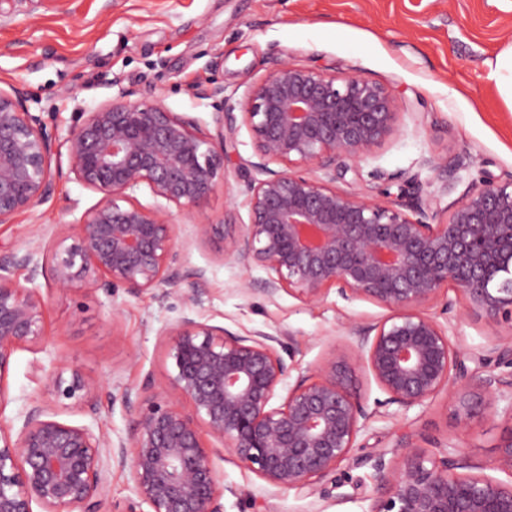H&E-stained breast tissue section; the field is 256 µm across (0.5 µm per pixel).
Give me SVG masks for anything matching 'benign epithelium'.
Masks as SVG:
<instances>
[{
  "label": "benign epithelium",
  "mask_w": 512,
  "mask_h": 512,
  "mask_svg": "<svg viewBox=\"0 0 512 512\" xmlns=\"http://www.w3.org/2000/svg\"><path fill=\"white\" fill-rule=\"evenodd\" d=\"M204 96L213 100L212 130L156 102L129 100L121 88L80 114L67 150L76 180L100 199L79 222L58 225L49 238L37 232L23 252L0 258V408L9 402L14 353L44 346L46 300L35 281L47 273L55 288L86 293L121 288L138 297L168 285L174 291L158 298L174 292L196 306L206 270L187 268L185 250L217 240L223 258L266 270L262 291L271 297L292 291L315 303L334 287L390 315L371 326L344 323L353 352L324 357L276 407L289 377L282 337L240 336L182 317L161 330L171 339L168 397L150 394L149 377L123 394L128 439L115 442L37 402L17 428L0 419V512H102L108 459L132 484L123 512H222L224 493L248 497L224 487L215 463L222 448L269 487L321 499L331 498L341 463L368 464L367 512H512V480L486 474L512 477V429L482 464L454 446L427 454L421 443L429 438L417 430L389 450L352 457L369 418L358 387L363 371L405 412L446 389L462 428L479 407L497 413L499 398H509L504 414L512 418V373H468V352L429 313L451 283L468 312L512 324V178L487 176L459 192L465 164L448 152L426 160L440 187L415 203L387 189L337 190L336 180L358 174L359 162L395 132L394 94L364 76L283 61L251 90L242 113L255 140L253 167L265 175L247 184L251 223L212 224L200 206L225 179V134L235 133L237 117L224 85L210 83ZM24 98L19 86L0 89V224L56 193L52 138ZM143 187L157 203L134 201ZM180 215L192 220L189 242L180 239ZM17 268L28 270L25 281ZM30 375L62 408L97 414L98 381L63 363L48 371L38 360Z\"/></svg>",
  "instance_id": "1"
}]
</instances>
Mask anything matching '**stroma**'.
<instances>
[{"instance_id":"stroma-1","label":"stroma","mask_w":512,"mask_h":512,"mask_svg":"<svg viewBox=\"0 0 512 512\" xmlns=\"http://www.w3.org/2000/svg\"><path fill=\"white\" fill-rule=\"evenodd\" d=\"M512 47V0H0V87L14 83L28 93L27 106L41 117L58 155L54 202L0 224V257L24 249L33 229L53 231L74 224L99 196L72 171L65 139L80 113L112 95L113 80L133 100H156L167 110L210 122L213 107L203 95L211 81L244 105L249 92L282 61L339 76L362 75L390 88L398 112L396 133L360 163V180L338 189L361 192L372 171L394 176L392 194L411 197L436 191V174L425 158L452 151L467 155L462 183L489 173L512 177V105L495 78L497 56ZM226 187L201 206L213 223L250 221L245 182L256 161L254 139L239 126L225 143ZM187 267L207 279L202 302L187 309L177 297L119 291L84 293L37 283L47 299L45 348L20 349L9 376L10 401L0 414L12 419L31 403L78 425L99 423L112 438L128 437L131 418L126 388L154 381L153 395L166 397L172 362L162 327L184 315L247 335L256 330L292 335L291 377L308 374L329 352L347 351L340 326L346 319L369 326L389 311L375 303L346 300L328 290L308 304L282 291L245 295L242 278L262 283L267 273L223 258L218 243L191 246ZM452 342L472 355L491 354L512 328L495 327L466 314L448 324ZM63 362L99 381L104 396L97 416L60 408L50 391L29 376L33 358ZM361 395L371 418L357 439L356 455L394 445L408 428L438 446H455L482 463L496 456L512 417L478 415L470 427L455 423L448 392L426 409L399 414L369 374ZM225 485L248 491L256 508L225 495L223 512H366L361 489L373 485L369 466L343 462L335 499L304 490L279 492L232 460H217Z\"/></svg>"}]
</instances>
